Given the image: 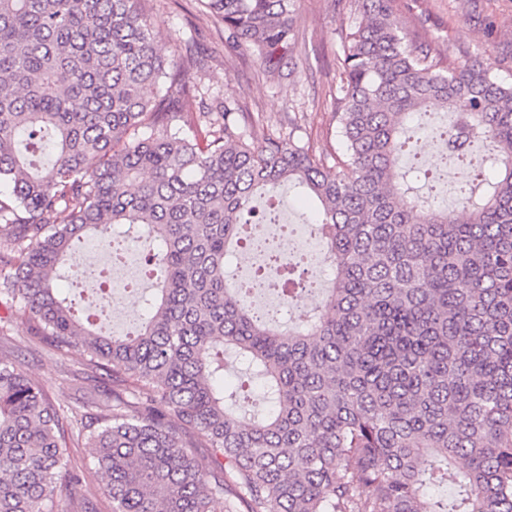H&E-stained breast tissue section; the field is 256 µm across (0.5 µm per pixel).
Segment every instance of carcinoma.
I'll list each match as a JSON object with an SVG mask.
<instances>
[{
	"instance_id": "carcinoma-1",
	"label": "carcinoma",
	"mask_w": 512,
	"mask_h": 512,
	"mask_svg": "<svg viewBox=\"0 0 512 512\" xmlns=\"http://www.w3.org/2000/svg\"><path fill=\"white\" fill-rule=\"evenodd\" d=\"M201 2L267 71L287 64L298 0ZM139 3L0 0V307L28 317L31 343L79 353L115 402L66 409L0 358V512H97L80 445L110 512H512V82L472 58L441 65L391 0H357L332 173L300 141L257 137L236 104L183 111L196 88ZM431 106L455 118L449 156L479 142L496 172L459 188L463 220L425 211L399 171L418 156L408 120ZM287 183L319 204L333 278L284 336L226 269L255 197ZM117 224L156 244L155 292L125 336L55 286L73 241L110 247ZM283 271L296 300L302 275ZM226 350L269 408L238 409ZM73 454L78 466L84 469L88 476L86 492L96 494L97 488L104 482V477L94 466L90 448H73Z\"/></svg>"
}]
</instances>
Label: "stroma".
Masks as SVG:
<instances>
[{
	"label": "stroma",
	"mask_w": 512,
	"mask_h": 512,
	"mask_svg": "<svg viewBox=\"0 0 512 512\" xmlns=\"http://www.w3.org/2000/svg\"><path fill=\"white\" fill-rule=\"evenodd\" d=\"M155 25L156 40L169 64L209 100L230 98L252 114L261 133L287 137L288 119H300L298 135L313 154L334 159L341 154L330 91L336 84L335 50L354 0H298L292 73H267L247 50L229 49L224 26L206 14L198 0H141ZM401 30L419 44L456 61L460 52L479 58L491 74L512 81V0H394ZM196 41L204 49L202 67L189 65L180 48ZM30 324L14 318L0 335V355L41 381L50 398L72 404L85 381L79 354L60 358L27 343Z\"/></svg>",
	"instance_id": "1"
}]
</instances>
